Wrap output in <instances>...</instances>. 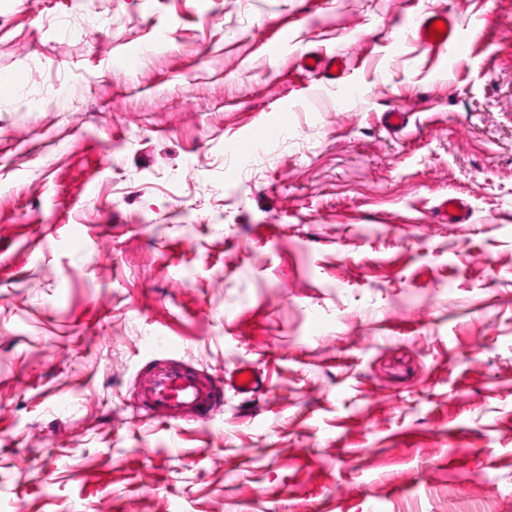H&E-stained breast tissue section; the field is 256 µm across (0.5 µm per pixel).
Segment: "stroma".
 I'll return each instance as SVG.
<instances>
[{"instance_id": "obj_1", "label": "stroma", "mask_w": 512, "mask_h": 512, "mask_svg": "<svg viewBox=\"0 0 512 512\" xmlns=\"http://www.w3.org/2000/svg\"><path fill=\"white\" fill-rule=\"evenodd\" d=\"M0 75V512H512V0H0ZM157 336L264 385L145 420ZM436 20L445 23V31L439 39L432 38L434 32H430V26ZM418 40L432 51H437L444 54L449 46H458L460 43L457 29L454 25L452 18L446 13L434 12L433 14L425 17L416 29ZM346 59L342 56L316 57L308 61V68L317 72L327 81L335 82L340 80L346 69ZM437 215L448 224H466L471 216L465 201L455 195H448L440 202Z\"/></svg>"}]
</instances>
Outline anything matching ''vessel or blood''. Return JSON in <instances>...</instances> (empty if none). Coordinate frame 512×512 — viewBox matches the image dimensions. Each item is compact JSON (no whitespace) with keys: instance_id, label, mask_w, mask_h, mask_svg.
<instances>
[{"instance_id":"obj_1","label":"vessel or blood","mask_w":512,"mask_h":512,"mask_svg":"<svg viewBox=\"0 0 512 512\" xmlns=\"http://www.w3.org/2000/svg\"><path fill=\"white\" fill-rule=\"evenodd\" d=\"M443 21L445 29L440 38H433L430 27ZM418 40L427 48L440 53L448 47L459 45L460 39L452 18L447 14L429 15L416 29ZM344 57H312L308 66L328 81L340 80L346 69ZM442 221L464 224L470 219V210L465 201L451 195L444 198L437 211ZM181 345L173 339H165L160 354L146 370L137 391V408L142 417L179 428L181 421L193 419L205 423L221 401L224 386H232L240 394L256 393L263 379L252 366H240L229 380L206 378L180 358Z\"/></svg>"}]
</instances>
